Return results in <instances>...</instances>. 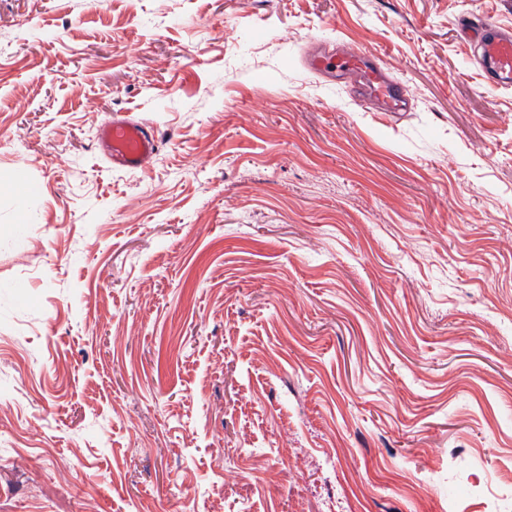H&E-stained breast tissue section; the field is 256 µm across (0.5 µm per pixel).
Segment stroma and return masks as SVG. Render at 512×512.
I'll return each mask as SVG.
<instances>
[{
    "label": "stroma",
    "mask_w": 512,
    "mask_h": 512,
    "mask_svg": "<svg viewBox=\"0 0 512 512\" xmlns=\"http://www.w3.org/2000/svg\"><path fill=\"white\" fill-rule=\"evenodd\" d=\"M481 17L512 0H0V512H512ZM324 41L408 111L311 70ZM116 115L160 137L137 170ZM310 66L316 71L336 68L342 76L354 79V83L369 98L381 101L386 112H402L406 93L402 85L390 80L384 69L368 56L348 54L335 59L327 55H315ZM99 140L112 162L121 167H141L158 149L154 132L128 117H113L102 125Z\"/></svg>",
    "instance_id": "1"
}]
</instances>
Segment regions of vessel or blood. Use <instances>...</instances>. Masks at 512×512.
<instances>
[{
	"label": "vessel or blood",
	"mask_w": 512,
	"mask_h": 512,
	"mask_svg": "<svg viewBox=\"0 0 512 512\" xmlns=\"http://www.w3.org/2000/svg\"><path fill=\"white\" fill-rule=\"evenodd\" d=\"M465 31L478 49L486 78L492 84L512 87V30L492 20L469 22ZM316 71L338 70L354 82L369 98L381 101L386 111H403L406 93L402 85L390 80L384 69L368 56L348 54L335 59L316 55L310 60ZM99 140L112 162L121 167L138 168L157 151L154 132L128 117H115L101 126Z\"/></svg>",
	"instance_id": "vessel-or-blood-1"
}]
</instances>
